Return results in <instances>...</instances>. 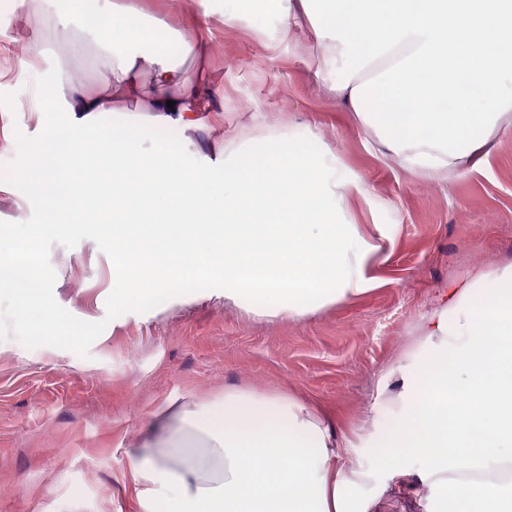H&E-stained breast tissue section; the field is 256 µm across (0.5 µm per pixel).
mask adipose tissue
<instances>
[{
	"label": "adipose tissue",
	"mask_w": 512,
	"mask_h": 512,
	"mask_svg": "<svg viewBox=\"0 0 512 512\" xmlns=\"http://www.w3.org/2000/svg\"><path fill=\"white\" fill-rule=\"evenodd\" d=\"M220 16L247 20L267 48L307 24L323 68L339 69L337 99L387 156L430 177L482 166L512 113V0H271L266 9L223 0ZM91 32L108 62L99 90L49 83V111L68 119L43 127L16 174L0 172V191L29 178L58 213L84 199L71 190L76 171L109 166L103 189L121 217L112 227L119 305L220 280L240 307L302 318L369 290L365 269L391 248L390 227L350 219L349 200L368 194L364 179L312 130L233 148L219 183L187 167L183 137L209 130L204 115L216 102L209 75L187 81L179 63L206 60L209 19L186 38L99 0ZM129 100L147 121L116 145L104 118ZM88 128L104 153L88 152ZM144 137L155 145L147 158L134 147ZM407 357L378 380L382 389L403 381L384 447L422 463L397 477L433 486L439 512H512V477H492L512 464V262L449 285ZM344 439L317 404L232 390L220 404L155 412L124 490L138 512H374L371 500L349 508L346 488L364 473L337 462Z\"/></svg>",
	"instance_id": "1"
}]
</instances>
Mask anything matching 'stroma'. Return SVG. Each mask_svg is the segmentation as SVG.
Listing matches in <instances>:
<instances>
[{
    "label": "stroma",
    "mask_w": 512,
    "mask_h": 512,
    "mask_svg": "<svg viewBox=\"0 0 512 512\" xmlns=\"http://www.w3.org/2000/svg\"><path fill=\"white\" fill-rule=\"evenodd\" d=\"M59 0H43L44 20L21 34L12 0H0V171L21 163L20 145L46 124L44 89L63 66L70 81L99 88L106 65L90 35L94 0H84L69 29L56 23ZM26 45L30 62L17 66ZM320 50L297 35L269 51L246 22L216 24L205 63L182 61L183 77L207 71L224 98L211 136L187 132V165L224 177L220 150L267 134L269 128H311L351 169L369 198L352 199L358 224L392 225L388 259H375L370 290L300 320L258 315L224 301L220 289L168 299L145 313L107 319L111 258L90 239L53 245L54 297L76 318L105 322L87 356L0 339V512H136L123 491L150 414L170 400L196 409L225 391L288 393L318 403L349 441L340 453L365 479L348 496L376 498V512H437L436 490L394 470L419 469L410 457L380 464L383 425L400 410V378L384 395L375 375L401 364L445 286L512 261V125L495 139L480 169L434 180L380 156L377 142L331 99L314 76ZM382 398L377 422L366 419Z\"/></svg>",
    "instance_id": "stroma-1"
}]
</instances>
